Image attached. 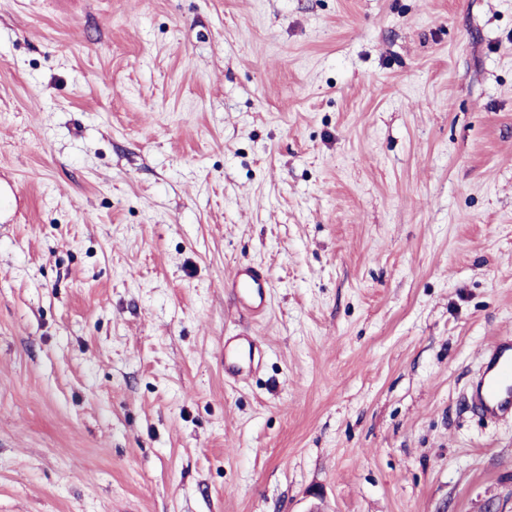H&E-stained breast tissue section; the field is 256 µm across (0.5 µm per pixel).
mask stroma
I'll list each match as a JSON object with an SVG mask.
<instances>
[{
  "label": "stroma",
  "mask_w": 512,
  "mask_h": 512,
  "mask_svg": "<svg viewBox=\"0 0 512 512\" xmlns=\"http://www.w3.org/2000/svg\"><path fill=\"white\" fill-rule=\"evenodd\" d=\"M498 336L512 0H0V512H512ZM224 288L252 316L268 310L270 281L251 263H240L224 281ZM260 343L250 331L224 338V380L238 384L246 381L259 367ZM470 398L482 416L512 421V338L494 341L470 386Z\"/></svg>",
  "instance_id": "1"
}]
</instances>
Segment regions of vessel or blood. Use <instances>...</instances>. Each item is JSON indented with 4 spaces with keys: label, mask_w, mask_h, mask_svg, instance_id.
Returning <instances> with one entry per match:
<instances>
[{
    "label": "vessel or blood",
    "mask_w": 512,
    "mask_h": 512,
    "mask_svg": "<svg viewBox=\"0 0 512 512\" xmlns=\"http://www.w3.org/2000/svg\"><path fill=\"white\" fill-rule=\"evenodd\" d=\"M224 286L238 304L258 316L268 309L270 282L249 263L239 264L225 279ZM260 343L245 331L224 339V379L237 384L247 380L259 367ZM475 408L486 418L512 421V338L494 341L485 356L482 370L470 386Z\"/></svg>",
    "instance_id": "1"
}]
</instances>
